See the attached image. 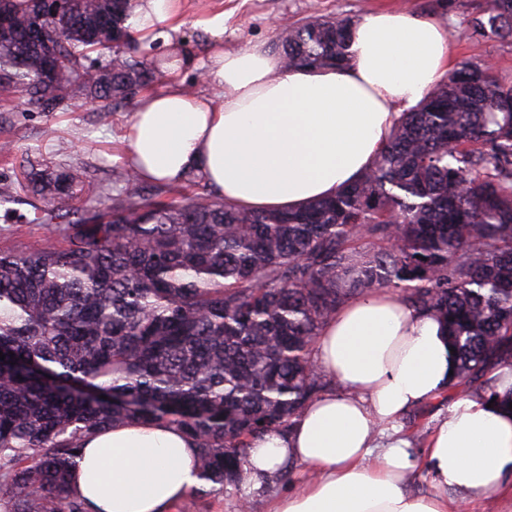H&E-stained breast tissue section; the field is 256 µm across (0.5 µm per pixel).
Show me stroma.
Returning <instances> with one entry per match:
<instances>
[{
    "label": "stroma",
    "mask_w": 512,
    "mask_h": 512,
    "mask_svg": "<svg viewBox=\"0 0 512 512\" xmlns=\"http://www.w3.org/2000/svg\"><path fill=\"white\" fill-rule=\"evenodd\" d=\"M470 0H181V26L173 37L182 41L196 64L179 76L182 88L204 92L200 61L206 57L213 36L205 25L215 13L224 15V49L234 52L256 43L272 46L281 22L315 17L359 19L378 9H407L423 17L445 21L452 45V66L484 64L503 81L512 80V44L490 37L467 35ZM129 97L122 107L106 112L96 103L77 112H35L24 97L0 99V141L15 142L16 154L0 156V183L14 180L16 155L39 149L43 159L58 167L80 165L88 178L82 194L98 200L100 207L112 205V168L126 164L123 133L136 107ZM25 204L5 210L0 205V250L20 251L39 247L49 234L44 226L16 222V214L28 213ZM263 500L241 509L234 491L200 495L189 493L173 512H266Z\"/></svg>",
    "instance_id": "1"
}]
</instances>
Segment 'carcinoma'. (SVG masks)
Instances as JSON below:
<instances>
[{"mask_svg": "<svg viewBox=\"0 0 512 512\" xmlns=\"http://www.w3.org/2000/svg\"><path fill=\"white\" fill-rule=\"evenodd\" d=\"M132 0H0V93L39 112L95 100L110 112L153 78L126 22ZM350 17L279 34L285 65H347ZM471 34L512 44V0L474 7ZM99 77L67 89L63 57ZM81 167L31 156L0 189L28 196L30 224L59 241L0 252V512H87L69 488L85 437L166 423L197 448L203 482L236 487L251 442L286 432L331 382L314 361L350 299L392 290L442 319L455 350L450 393L500 404L512 370V81L450 73L397 121L354 185L295 211L237 209L181 186L118 185L112 210L82 200ZM170 194L162 202L153 196Z\"/></svg>", "mask_w": 512, "mask_h": 512, "instance_id": "cac0c4a2", "label": "carcinoma"}]
</instances>
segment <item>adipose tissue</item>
Masks as SVG:
<instances>
[{
    "label": "adipose tissue",
    "mask_w": 512,
    "mask_h": 512,
    "mask_svg": "<svg viewBox=\"0 0 512 512\" xmlns=\"http://www.w3.org/2000/svg\"><path fill=\"white\" fill-rule=\"evenodd\" d=\"M179 0H135V33L177 21ZM346 68L288 69L260 45L211 47L212 95L180 87L138 100L125 135L138 178L177 184L190 172L229 206L285 211L336 195L373 165L402 110L418 105L451 63L444 22L407 11L365 14ZM315 361L338 391L307 403L291 431L252 442L240 501L269 512H449L448 494H504L512 475V410L452 399L421 452L403 419L453 383L444 326L387 292L353 298L317 340ZM197 450L178 428L129 423L85 439L71 484L89 512H170L199 483ZM307 480L271 493L288 465ZM415 475L432 490L407 488Z\"/></svg>",
    "instance_id": "1"
}]
</instances>
